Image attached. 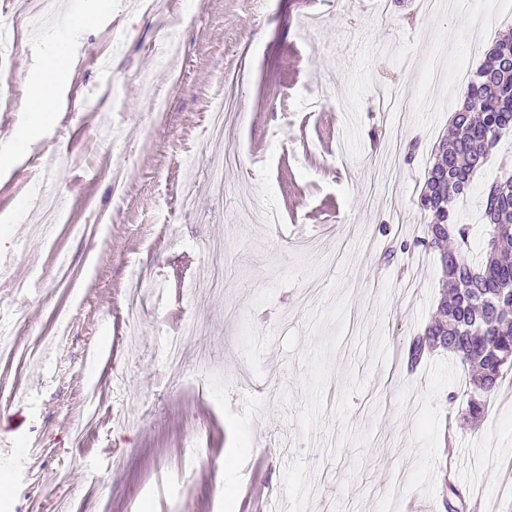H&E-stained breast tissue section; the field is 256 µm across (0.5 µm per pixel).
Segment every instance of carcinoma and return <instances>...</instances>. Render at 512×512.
<instances>
[{"label":"carcinoma","instance_id":"obj_1","mask_svg":"<svg viewBox=\"0 0 512 512\" xmlns=\"http://www.w3.org/2000/svg\"><path fill=\"white\" fill-rule=\"evenodd\" d=\"M509 43L512 32L495 42L471 74L447 142L435 149L425 172L422 189L429 195L420 198L428 224L417 244L438 252L442 296L436 316L410 339L404 357L412 370L434 351L453 355L467 374V399L458 408L467 420L482 418L505 370L512 368V176L487 192L484 216L491 234L477 263L469 259L470 228L457 223L453 212L489 149L512 132V105L503 101L512 93V60L497 52ZM445 491L447 512H464L459 490L449 484Z\"/></svg>","mask_w":512,"mask_h":512}]
</instances>
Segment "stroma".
Instances as JSON below:
<instances>
[{
    "label": "stroma",
    "instance_id": "obj_1",
    "mask_svg": "<svg viewBox=\"0 0 512 512\" xmlns=\"http://www.w3.org/2000/svg\"><path fill=\"white\" fill-rule=\"evenodd\" d=\"M390 2L57 0L49 20L0 0V189L21 193L0 204V512H445L448 481L467 512H512V371L472 425L447 352L403 360L441 293L418 193L458 105L448 73L475 70L512 16ZM60 46L40 121L27 98ZM219 100L240 115L222 169ZM397 128L419 148L387 194ZM511 157L512 133L455 206L472 252ZM47 182L64 201L42 234ZM268 208L280 223H255ZM191 320L175 373L165 342Z\"/></svg>",
    "mask_w": 512,
    "mask_h": 512
}]
</instances>
